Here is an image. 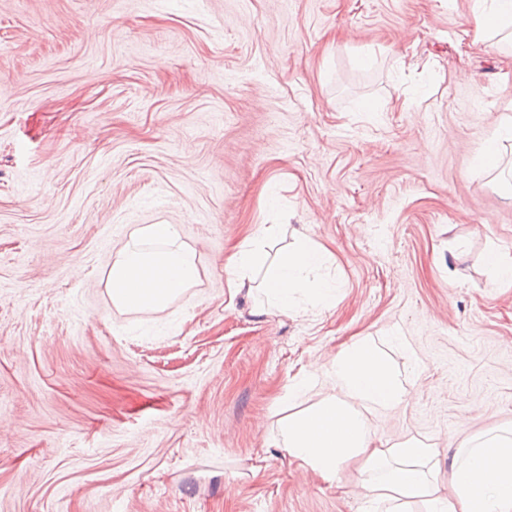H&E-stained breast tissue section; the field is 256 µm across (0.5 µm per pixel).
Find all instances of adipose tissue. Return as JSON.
<instances>
[{"label": "adipose tissue", "instance_id": "1", "mask_svg": "<svg viewBox=\"0 0 512 512\" xmlns=\"http://www.w3.org/2000/svg\"><path fill=\"white\" fill-rule=\"evenodd\" d=\"M322 248L297 231L289 248L268 258L262 247L243 245L235 254L233 287L264 295L288 311L298 297L321 307L336 302V289L318 271ZM199 270L181 243L176 225L135 230L112 256L106 288L113 305L129 311H159L194 287ZM336 389L303 410L282 418L278 445L300 466L325 479L360 463L366 512H512V425L467 438L452 463L448 489H441L432 444L411 436L375 445L367 415L398 405L406 395L386 355L366 340L344 347L324 371Z\"/></svg>", "mask_w": 512, "mask_h": 512}]
</instances>
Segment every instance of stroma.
I'll list each match as a JSON object with an SVG mask.
<instances>
[{
    "label": "stroma",
    "mask_w": 512,
    "mask_h": 512,
    "mask_svg": "<svg viewBox=\"0 0 512 512\" xmlns=\"http://www.w3.org/2000/svg\"><path fill=\"white\" fill-rule=\"evenodd\" d=\"M475 0H0V512H363L276 447L369 335L409 381L369 421L447 472L512 423V50ZM176 225L199 281L113 306L112 254ZM327 252L334 308L252 312L263 226ZM312 381L302 398L288 390Z\"/></svg>",
    "instance_id": "obj_1"
}]
</instances>
